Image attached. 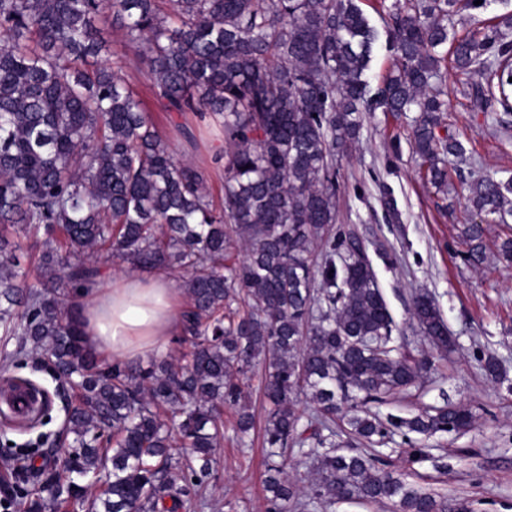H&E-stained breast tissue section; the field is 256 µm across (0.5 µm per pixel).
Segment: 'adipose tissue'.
Returning a JSON list of instances; mask_svg holds the SVG:
<instances>
[{
	"instance_id": "ef3b65f1",
	"label": "adipose tissue",
	"mask_w": 512,
	"mask_h": 512,
	"mask_svg": "<svg viewBox=\"0 0 512 512\" xmlns=\"http://www.w3.org/2000/svg\"><path fill=\"white\" fill-rule=\"evenodd\" d=\"M82 303L88 345L116 360L130 361L163 348L182 329L185 306L180 291L156 272L125 274L108 288L92 285Z\"/></svg>"
}]
</instances>
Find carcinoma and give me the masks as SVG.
I'll list each match as a JSON object with an SVG mask.
<instances>
[{"label": "carcinoma", "instance_id": "obj_1", "mask_svg": "<svg viewBox=\"0 0 512 512\" xmlns=\"http://www.w3.org/2000/svg\"><path fill=\"white\" fill-rule=\"evenodd\" d=\"M492 2L393 0V65L373 92L366 73L378 33L357 0H0V334L20 337L0 362L19 365L30 345L79 392L58 465L35 490L13 487L25 512H202L224 408L235 410L239 442L254 428L246 389L257 364L267 512L352 499L446 512L382 459L336 443L338 431L384 445L398 432L460 434L475 422L464 406L411 418L372 411L437 370L450 340L435 299L419 291L410 316L432 353L396 344L362 245L334 230L336 156L358 141L363 113L416 112L412 154L425 180L447 189L448 158L467 148L435 133L446 111L442 64L474 98L512 113V42L496 28L453 33L457 11ZM110 20L141 48L165 111L223 128L221 202L203 171L174 157L121 60L102 59ZM467 191L479 221L465 227L464 260L478 268L484 225L512 217V175L482 176ZM15 226L40 249L33 270L8 238ZM239 244L245 257L229 261ZM90 252L189 273L183 359L107 367L87 347L74 289L99 276ZM6 382L5 418L37 423L48 411L41 390ZM302 395L314 413L300 409ZM294 447L295 466L316 462L304 501L288 479Z\"/></svg>", "mask_w": 512, "mask_h": 512}]
</instances>
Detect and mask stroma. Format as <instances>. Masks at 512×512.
<instances>
[{"label": "stroma", "instance_id": "stroma-1", "mask_svg": "<svg viewBox=\"0 0 512 512\" xmlns=\"http://www.w3.org/2000/svg\"><path fill=\"white\" fill-rule=\"evenodd\" d=\"M510 4L494 0L485 11H465L455 18L457 34L486 25L497 27L512 41V25L504 18ZM105 58H122L123 76L135 89L177 159L200 167L214 196L222 194L224 161L218 146L221 134L192 113L163 112L144 77L145 66L135 45L119 25L103 29ZM448 115L442 133L465 142L466 161H451L453 186L448 194L427 185L410 148L406 119L386 112L367 114L360 140L349 155L337 158L336 225L363 243L391 314L400 327L398 344L413 354L429 346L410 320L413 293L420 288L436 299L448 331L457 346L441 361L437 373L385 404L380 416L409 417L422 409L446 405L467 406L477 420L469 432L442 434L429 439L417 434H395L383 452L393 472L413 484L443 496L450 512L461 507L473 512H512V267L498 261L497 245L505 228L487 225V260L478 268L463 259L462 236L467 193L473 177L512 174V134L494 132L500 117L495 108L478 107L455 73H447ZM189 127L195 145H188L178 125ZM494 355L507 373L505 382L489 380L481 360ZM21 376L45 387L51 412L40 432H29L0 420V454L11 444L36 440L38 434L56 436L64 429L67 410L78 396L56 379L41 352H31ZM235 414L224 411L221 463L212 480L205 512H266L264 474L266 452L260 432L249 447H241L233 427ZM426 457H418L417 449Z\"/></svg>", "mask_w": 512, "mask_h": 512}]
</instances>
